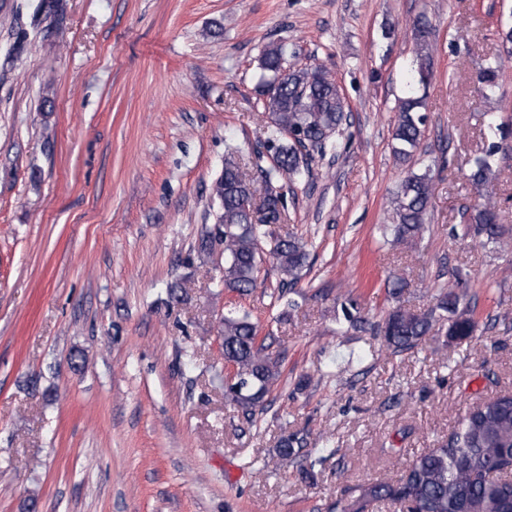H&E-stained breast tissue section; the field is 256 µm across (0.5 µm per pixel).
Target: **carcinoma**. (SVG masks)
<instances>
[{"mask_svg":"<svg viewBox=\"0 0 512 512\" xmlns=\"http://www.w3.org/2000/svg\"><path fill=\"white\" fill-rule=\"evenodd\" d=\"M415 43L408 81V93L398 98L393 129L395 158L413 161L425 130L421 113L422 97L433 77L431 25L421 13L412 22ZM288 54L284 44L266 47L258 62L257 94L262 113L268 119L266 137L254 151L251 163L262 175L264 192L254 205L253 183L242 171L237 150L224 156V169L213 187L218 201L216 231L203 239L208 247L224 244V289L240 296L256 286L264 261L261 242L270 240L269 257L292 284L306 264L304 244L289 235L270 230L279 224L287 208L284 183L308 170L311 153L337 148L334 135L349 107L329 71L320 65L284 69ZM499 69L487 63L476 74L484 97L493 99ZM498 146L492 144L469 162L468 181L476 189L479 202L465 210L463 235L482 238L483 244L502 246L507 230L500 224L498 208L489 193L498 164ZM430 170H406L394 197V223L382 225L383 236L396 245H411L425 230L432 197ZM463 295L439 288L430 307L413 312L396 306L376 325L383 346L397 355L419 346L437 326L445 328V338L463 341L474 336L479 322ZM339 323L354 331L369 325L357 300L340 303ZM219 336L224 345V362L232 366L233 383L224 384V396L253 421L264 410L266 397L282 377L279 357L269 353L265 339L248 314L228 313L220 319ZM307 436L300 432L283 435L276 453L285 465H300L305 477L311 469L303 465ZM512 467V395H495L474 403L460 417L449 439L413 455L394 479L381 478L357 485L329 503L328 512H372L379 503H401L411 512H512V492L507 476Z\"/></svg>","mask_w":512,"mask_h":512,"instance_id":"cac0c4a2","label":"carcinoma"}]
</instances>
